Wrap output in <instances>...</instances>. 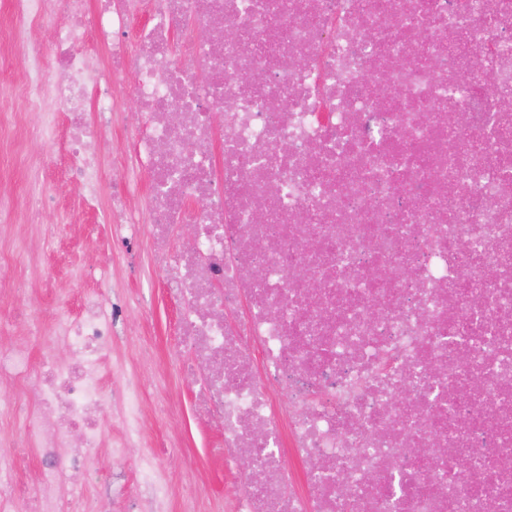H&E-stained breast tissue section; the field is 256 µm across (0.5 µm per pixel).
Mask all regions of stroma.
<instances>
[{
  "label": "stroma",
  "mask_w": 512,
  "mask_h": 512,
  "mask_svg": "<svg viewBox=\"0 0 512 512\" xmlns=\"http://www.w3.org/2000/svg\"><path fill=\"white\" fill-rule=\"evenodd\" d=\"M12 20L0 0V192L24 196L39 179L51 201L41 214V230L33 232L26 214L0 229V256L15 240H27L34 262L26 268L0 263V287L25 300L28 312L48 316L62 311L77 315L86 292L110 287L112 351L103 384L112 407L101 416L103 434L112 441L89 462L85 478L68 483L64 496L71 512H182L193 498L195 512H225L233 482L216 448L224 431L197 422L193 389L181 367L183 314L165 275L151 262L152 240L147 228L110 223L112 182L120 171L117 159L133 160L126 126L114 118L100 153L103 173L94 195L68 181L63 151L48 150L27 135L26 105L18 95L28 56L10 39ZM142 396L141 431L128 439L121 415V397L129 383ZM16 388L0 381V402H14ZM15 404V402H14ZM27 406L15 404L14 414L0 418V447L22 463L24 512H36L28 489L35 484L39 458L21 421ZM161 454L155 474L166 485L164 506H156L138 464Z\"/></svg>",
  "instance_id": "35a3bbf8"
}]
</instances>
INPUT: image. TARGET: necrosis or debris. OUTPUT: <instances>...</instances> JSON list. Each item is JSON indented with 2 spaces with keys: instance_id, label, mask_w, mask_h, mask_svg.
<instances>
[{
  "instance_id": "1",
  "label": "necrosis or debris",
  "mask_w": 512,
  "mask_h": 512,
  "mask_svg": "<svg viewBox=\"0 0 512 512\" xmlns=\"http://www.w3.org/2000/svg\"><path fill=\"white\" fill-rule=\"evenodd\" d=\"M52 2L8 0L27 131L55 147L68 113L72 178L94 192L113 78L133 68L136 162L112 221L161 241L199 417L235 474L226 512H512V0H60L67 25L31 40ZM78 25L106 67L89 70ZM478 62L491 87L457 86ZM182 224L195 243L170 253ZM106 294L50 323L0 317L41 346L36 362L0 346L31 407L40 512H65L103 444Z\"/></svg>"
}]
</instances>
